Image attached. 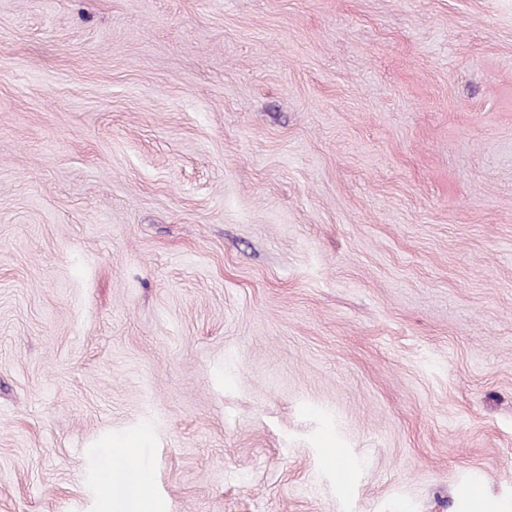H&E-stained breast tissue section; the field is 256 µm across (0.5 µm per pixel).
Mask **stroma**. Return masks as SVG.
<instances>
[{"instance_id": "35a3bbf8", "label": "stroma", "mask_w": 512, "mask_h": 512, "mask_svg": "<svg viewBox=\"0 0 512 512\" xmlns=\"http://www.w3.org/2000/svg\"><path fill=\"white\" fill-rule=\"evenodd\" d=\"M0 512H512V0H0Z\"/></svg>"}]
</instances>
